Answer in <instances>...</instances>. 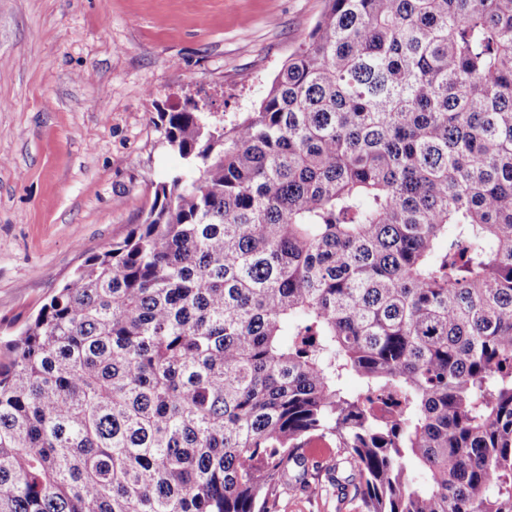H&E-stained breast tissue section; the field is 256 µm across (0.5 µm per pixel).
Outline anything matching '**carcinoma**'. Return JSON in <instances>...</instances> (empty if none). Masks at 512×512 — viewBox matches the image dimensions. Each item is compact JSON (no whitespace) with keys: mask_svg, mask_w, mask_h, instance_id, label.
I'll use <instances>...</instances> for the list:
<instances>
[{"mask_svg":"<svg viewBox=\"0 0 512 512\" xmlns=\"http://www.w3.org/2000/svg\"><path fill=\"white\" fill-rule=\"evenodd\" d=\"M159 120L193 177L0 348V512H275L327 439L359 512H512V0H325Z\"/></svg>","mask_w":512,"mask_h":512,"instance_id":"1","label":"carcinoma"}]
</instances>
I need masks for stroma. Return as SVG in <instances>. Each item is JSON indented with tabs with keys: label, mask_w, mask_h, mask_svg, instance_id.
<instances>
[{
	"label": "stroma",
	"mask_w": 512,
	"mask_h": 512,
	"mask_svg": "<svg viewBox=\"0 0 512 512\" xmlns=\"http://www.w3.org/2000/svg\"><path fill=\"white\" fill-rule=\"evenodd\" d=\"M324 0H0V337L185 171L157 115L197 102L242 120ZM279 512L338 508L324 471Z\"/></svg>",
	"instance_id": "obj_1"
}]
</instances>
